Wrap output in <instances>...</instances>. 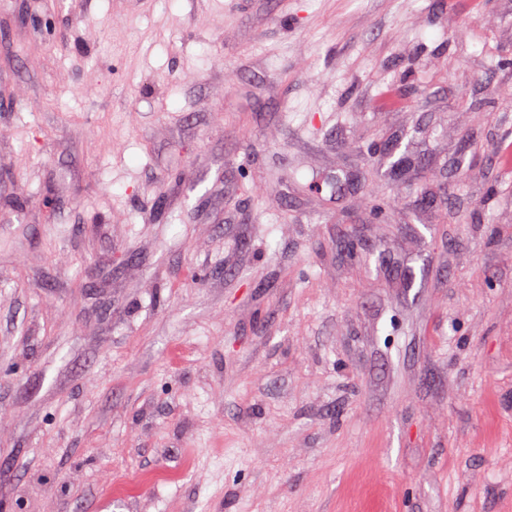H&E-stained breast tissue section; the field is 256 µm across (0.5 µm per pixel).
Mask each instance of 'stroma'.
I'll return each mask as SVG.
<instances>
[{
    "instance_id": "35a3bbf8",
    "label": "stroma",
    "mask_w": 512,
    "mask_h": 512,
    "mask_svg": "<svg viewBox=\"0 0 512 512\" xmlns=\"http://www.w3.org/2000/svg\"><path fill=\"white\" fill-rule=\"evenodd\" d=\"M504 146L512 0H0V512H512Z\"/></svg>"
}]
</instances>
